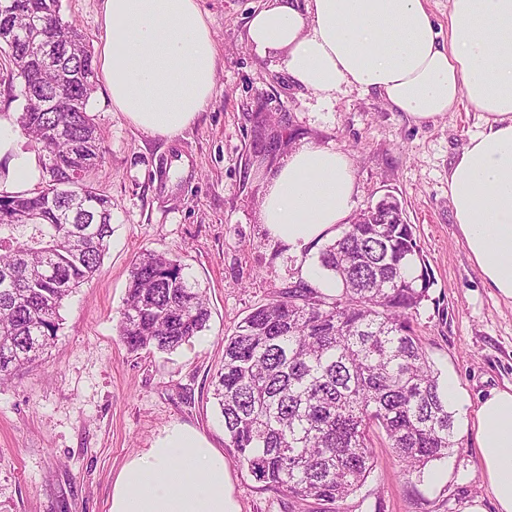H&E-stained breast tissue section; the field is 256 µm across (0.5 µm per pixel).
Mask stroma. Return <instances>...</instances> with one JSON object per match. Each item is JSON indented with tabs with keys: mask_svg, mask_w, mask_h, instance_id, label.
<instances>
[{
	"mask_svg": "<svg viewBox=\"0 0 512 512\" xmlns=\"http://www.w3.org/2000/svg\"><path fill=\"white\" fill-rule=\"evenodd\" d=\"M268 0H201L218 50L216 98L179 135L135 128L97 83L88 109L105 147L99 188L112 200V237L98 274L65 299L61 329L42 362L0 384V512H108L124 464L174 427L224 452L236 512H316L258 483L226 449L211 378L223 339L280 290L302 281V254L274 241L260 221L263 184L296 146H333L355 171L354 210L388 195L412 224L431 286L411 322L442 377L471 408L512 385V303L485 288L448 201V171L483 129L462 104L414 124L377 94L337 93L327 105L288 78L281 57L258 55L248 24ZM101 0H61L63 20L90 44L106 37ZM180 259L205 290L211 318L171 353H131L117 321L130 270L144 251ZM454 453L410 479L382 438L376 466L339 512H495L479 476L476 446L455 420Z\"/></svg>",
	"mask_w": 512,
	"mask_h": 512,
	"instance_id": "obj_1",
	"label": "stroma"
}]
</instances>
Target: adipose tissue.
<instances>
[{"mask_svg":"<svg viewBox=\"0 0 512 512\" xmlns=\"http://www.w3.org/2000/svg\"><path fill=\"white\" fill-rule=\"evenodd\" d=\"M97 49L113 107L135 127L175 137L213 102L217 49L199 0H102ZM259 55L281 54L291 80L331 100L341 88L377 93L422 124L469 103L483 131L448 172V200L484 282L512 303V0H448L438 25L426 0H270L248 28ZM0 194L42 177L13 113L0 114ZM355 174L346 153L302 145L263 185L269 235L302 252L349 216ZM479 471L496 512H512V385L474 413ZM224 455L172 428L131 458L112 485L109 512H234Z\"/></svg>","mask_w":512,"mask_h":512,"instance_id":"ef3b65f1","label":"adipose tissue"}]
</instances>
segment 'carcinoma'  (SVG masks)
<instances>
[{"label":"carcinoma","mask_w":512,"mask_h":512,"mask_svg":"<svg viewBox=\"0 0 512 512\" xmlns=\"http://www.w3.org/2000/svg\"><path fill=\"white\" fill-rule=\"evenodd\" d=\"M0 84L23 97L17 124L41 146L43 185L0 195V380L43 357L63 301L99 271L112 199L97 187L102 140L89 115L96 68L60 0H0ZM54 56L46 64L47 54ZM363 210L320 253L336 279L304 282L253 309L224 336L212 398L225 447L260 483L338 512L374 468L384 433L405 476L455 447L454 415L409 319L431 285L399 201ZM204 291L179 261L147 250L133 264L118 319L130 352H172L207 327Z\"/></svg>","instance_id":"1"}]
</instances>
